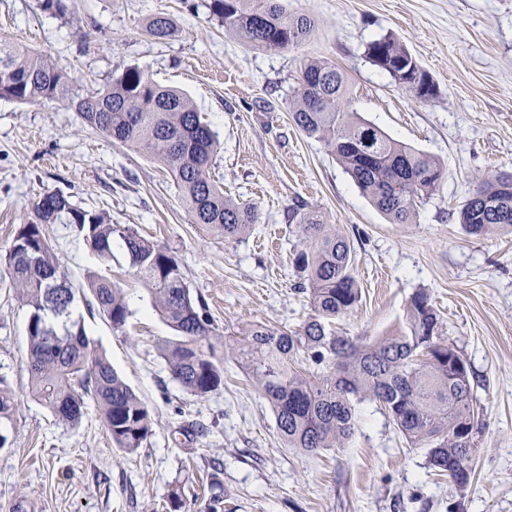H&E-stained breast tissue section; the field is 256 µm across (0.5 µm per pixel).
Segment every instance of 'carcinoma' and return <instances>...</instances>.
<instances>
[{"label":"carcinoma","mask_w":512,"mask_h":512,"mask_svg":"<svg viewBox=\"0 0 512 512\" xmlns=\"http://www.w3.org/2000/svg\"><path fill=\"white\" fill-rule=\"evenodd\" d=\"M209 18L256 50L288 51L305 42L315 20L288 13L282 0H208ZM145 32L156 39L175 33L173 20L154 17ZM367 57L382 70L411 65L401 42L384 35ZM0 99L20 104L66 100L84 122L105 136L140 150L170 172L178 198L193 223L236 237L255 222V210L224 195L211 175L219 144L190 97L158 84L145 67L125 68L103 88L84 94L50 56L0 38ZM291 117L307 136L322 142L360 192L393 224H413L418 203L440 187L442 168L430 155L403 144L352 109L347 82L330 60L303 63L291 93ZM293 219L305 243L294 266L312 314L295 331L253 327L234 349L235 360L271 405L277 431L290 448L317 452L342 448L357 427L356 403L379 404L412 448H425L438 476L458 486L471 481L482 433L465 360L440 336L430 295L416 292L393 333L369 343L339 336L337 317L357 306L350 240L316 211L299 209ZM471 236L512 232V171L481 181L457 214ZM68 224L104 263L112 238L124 244L133 275L175 332L162 348L173 377L191 394L205 397L224 385L221 334L205 302L185 283L176 255L132 227L110 224L74 205L61 191L34 202L17 226L5 257L18 299L29 308L27 371L32 395L61 422L75 425L92 400L113 444L134 453L153 434L146 403L123 381L73 316L75 289L61 269L46 234ZM87 289L112 328L126 331L130 312L124 289L92 273ZM14 397L0 384V421Z\"/></svg>","instance_id":"carcinoma-1"}]
</instances>
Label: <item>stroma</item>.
<instances>
[{
	"label": "stroma",
	"mask_w": 512,
	"mask_h": 512,
	"mask_svg": "<svg viewBox=\"0 0 512 512\" xmlns=\"http://www.w3.org/2000/svg\"><path fill=\"white\" fill-rule=\"evenodd\" d=\"M68 15L39 0H0V37L49 53L84 89L127 65L184 90L216 133L211 174L256 221L227 238L194 224L167 169L88 126L67 102L0 100V259L34 201L62 191L112 223L158 240L179 259L193 295L220 333L252 325L294 330L308 318L293 255L290 211L323 212L355 255L361 299L336 321L340 335L373 340L396 328L413 294L427 291L441 336L466 361L483 433L470 484L433 475L380 406H357L346 447H287L270 405L232 354L223 388L200 398L173 378L159 351L174 331L154 311L112 242L110 272L128 297L132 335L113 330L77 297L75 315L125 382L147 403L152 436L127 454L94 406L74 426L29 393V309L0 270V378L14 395L0 423V512H512V233L467 235L456 213L493 171L512 170V0H285L315 28L301 46L252 49L185 0H68ZM177 33L144 32L153 16ZM406 46L437 87L427 100L399 87L367 57L384 35ZM345 73L363 118L441 162L439 190L412 224H393L353 184L323 143L293 122L288 100L303 60ZM74 288L102 265L70 225H50ZM217 483L202 489L201 479Z\"/></svg>",
	"instance_id": "obj_1"
}]
</instances>
